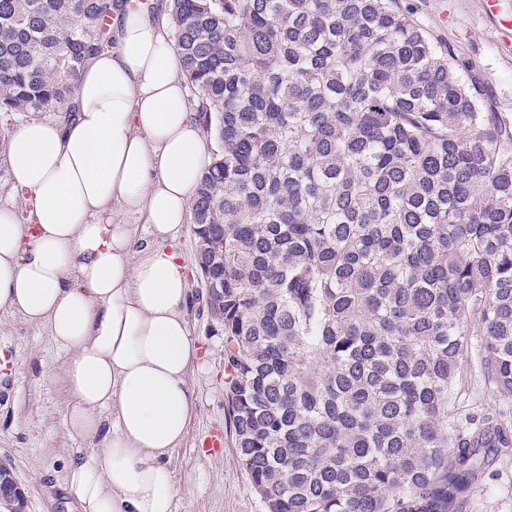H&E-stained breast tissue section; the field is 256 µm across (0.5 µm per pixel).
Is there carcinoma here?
Instances as JSON below:
<instances>
[{"instance_id":"obj_1","label":"carcinoma","mask_w":512,"mask_h":512,"mask_svg":"<svg viewBox=\"0 0 512 512\" xmlns=\"http://www.w3.org/2000/svg\"><path fill=\"white\" fill-rule=\"evenodd\" d=\"M123 0H0V113L71 112ZM190 212L265 512H459L512 453V122L398 0H165ZM478 367L504 405L459 406Z\"/></svg>"}]
</instances>
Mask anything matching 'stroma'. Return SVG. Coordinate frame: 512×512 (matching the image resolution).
<instances>
[{
    "instance_id": "obj_1",
    "label": "stroma",
    "mask_w": 512,
    "mask_h": 512,
    "mask_svg": "<svg viewBox=\"0 0 512 512\" xmlns=\"http://www.w3.org/2000/svg\"><path fill=\"white\" fill-rule=\"evenodd\" d=\"M434 39L450 46L455 66L475 87L485 107L512 118V45H504L483 17L480 0H399ZM177 248L187 270L186 309L198 346L190 376L195 408L184 441L169 464L179 490L175 512H264L226 436L224 338L207 315L195 271V236L185 224ZM65 355L47 334L0 309V464L25 490L26 512H71L75 496L66 485L69 451L83 440L65 429L69 396L62 376ZM211 431L225 435L220 455L202 457L198 440ZM462 512H512V458L493 460Z\"/></svg>"
}]
</instances>
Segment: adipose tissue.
Wrapping results in <instances>:
<instances>
[{"label": "adipose tissue", "instance_id": "obj_1", "mask_svg": "<svg viewBox=\"0 0 512 512\" xmlns=\"http://www.w3.org/2000/svg\"><path fill=\"white\" fill-rule=\"evenodd\" d=\"M110 32L74 112L28 118L0 158V309L66 356L65 424L92 442L67 473L82 512H174L197 360L176 243L207 145L165 5L128 0Z\"/></svg>", "mask_w": 512, "mask_h": 512}]
</instances>
